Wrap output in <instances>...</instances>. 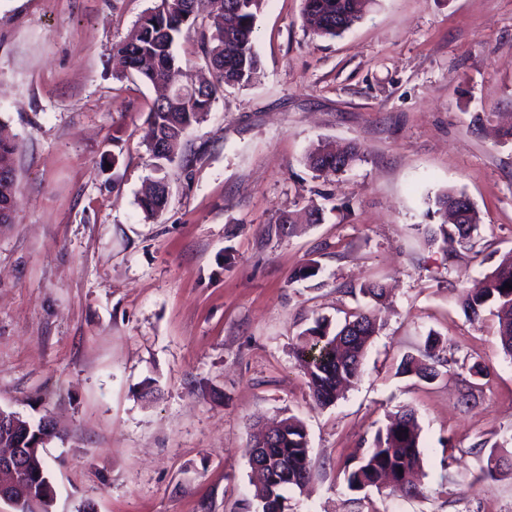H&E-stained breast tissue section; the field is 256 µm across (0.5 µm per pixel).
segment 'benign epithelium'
I'll return each instance as SVG.
<instances>
[{
  "label": "benign epithelium",
  "mask_w": 512,
  "mask_h": 512,
  "mask_svg": "<svg viewBox=\"0 0 512 512\" xmlns=\"http://www.w3.org/2000/svg\"><path fill=\"white\" fill-rule=\"evenodd\" d=\"M0 434L14 439L13 447L0 450V502L10 505L12 512H19L24 502L22 487L29 477L23 461L44 453L57 434V426L51 417L46 416L42 420V432L33 437L23 416L0 408Z\"/></svg>",
  "instance_id": "7a95c632"
}]
</instances>
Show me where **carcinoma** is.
<instances>
[{
    "label": "carcinoma",
    "instance_id": "1",
    "mask_svg": "<svg viewBox=\"0 0 512 512\" xmlns=\"http://www.w3.org/2000/svg\"><path fill=\"white\" fill-rule=\"evenodd\" d=\"M366 2L303 0V24L316 35L338 38L362 19ZM263 3L264 0H158L125 39L112 47L125 70L159 91L148 112L145 135L148 150L156 160L172 163L181 158L186 130L210 112L216 95L226 87L247 86L257 77L260 59L254 50L253 35ZM203 10L223 18V26L212 40L201 45L213 80L199 94L180 102L164 94L172 85L189 84V67L177 60L173 46L196 30ZM17 150L15 142L0 139L1 168L14 165ZM306 161L320 175L336 173V149L327 143L312 146ZM167 202L168 185L159 179L142 194L139 206L145 218L154 220L163 213ZM435 207L442 222L428 231L430 238L442 239L451 252L456 245L472 244L480 218L469 197L461 191L448 190L435 198ZM507 282L512 284V251L501 257L479 287L462 290L460 304L472 321L486 309L497 317L501 350L512 358V289L505 288ZM359 293L369 303L351 312L344 323L334 326L330 320L318 318L300 334L296 356L319 407L333 405L339 393L358 380L365 353L379 332L378 312L385 288L378 282H367L359 286ZM439 344L438 337L428 336L423 350L401 359L398 372L427 382L437 379ZM249 465L255 476L253 512H283L281 490L301 488L311 479L303 422L289 416L274 433L260 436L250 449ZM506 468L512 470V463L492 451L482 469V478L493 479ZM342 474L351 492L391 488L410 497L422 495L425 473L415 410L405 406L390 414L372 445L354 463H345Z\"/></svg>",
    "mask_w": 512,
    "mask_h": 512
}]
</instances>
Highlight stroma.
<instances>
[{
  "instance_id": "35a3bbf8",
  "label": "stroma",
  "mask_w": 512,
  "mask_h": 512,
  "mask_svg": "<svg viewBox=\"0 0 512 512\" xmlns=\"http://www.w3.org/2000/svg\"><path fill=\"white\" fill-rule=\"evenodd\" d=\"M156 2L0 0V130L18 145L0 408L62 428L52 512H241L257 424L290 415L312 479L284 512H512V476L480 477L488 445L512 455V358L490 312L458 302L512 251V0H371L335 39L304 27L302 0H266L259 76L186 132L187 171L148 151L155 91L112 56ZM321 140L361 155L316 175ZM161 178L167 207L145 219ZM450 188L479 212L473 249L425 232ZM313 205L323 223L277 231ZM367 281L388 290L381 329L358 381L317 407L299 335L365 306ZM431 333L448 343L439 377L398 374ZM406 405L422 495L348 491L345 459ZM168 185L164 179L154 181L139 199V206L146 219H157L168 202Z\"/></svg>"
}]
</instances>
